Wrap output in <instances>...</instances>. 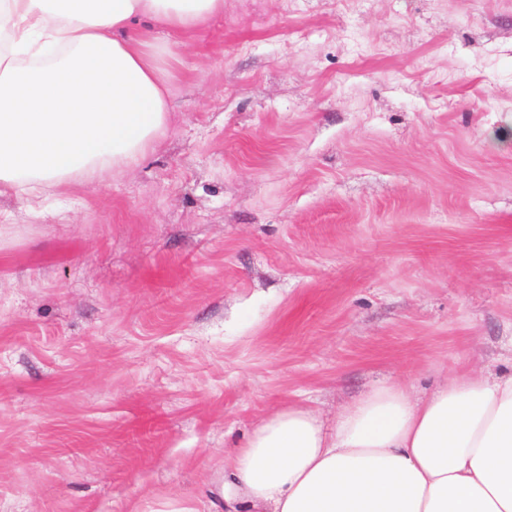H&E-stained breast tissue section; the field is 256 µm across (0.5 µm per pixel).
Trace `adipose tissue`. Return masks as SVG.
I'll return each instance as SVG.
<instances>
[{"label":"adipose tissue","mask_w":512,"mask_h":512,"mask_svg":"<svg viewBox=\"0 0 512 512\" xmlns=\"http://www.w3.org/2000/svg\"><path fill=\"white\" fill-rule=\"evenodd\" d=\"M224 0H0V194L51 193L142 159L171 112L169 73L132 36L175 32ZM224 465L245 512H512V374L400 383L345 408L271 414Z\"/></svg>","instance_id":"obj_1"}]
</instances>
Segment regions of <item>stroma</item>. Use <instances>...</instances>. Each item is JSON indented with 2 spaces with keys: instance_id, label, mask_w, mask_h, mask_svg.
<instances>
[{
  "instance_id": "stroma-1",
  "label": "stroma",
  "mask_w": 512,
  "mask_h": 512,
  "mask_svg": "<svg viewBox=\"0 0 512 512\" xmlns=\"http://www.w3.org/2000/svg\"><path fill=\"white\" fill-rule=\"evenodd\" d=\"M135 31L171 121L0 196V512H224L273 412L512 373V0H224Z\"/></svg>"
}]
</instances>
